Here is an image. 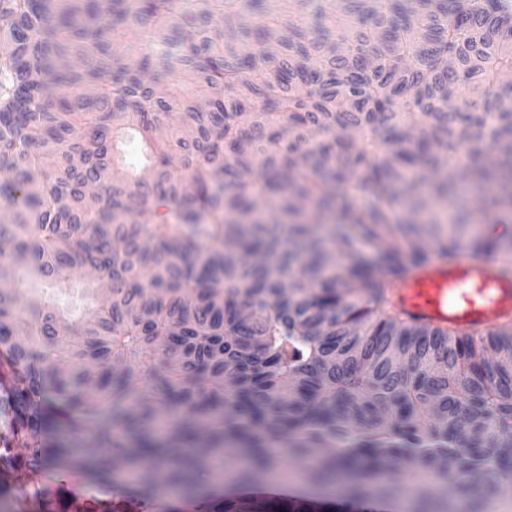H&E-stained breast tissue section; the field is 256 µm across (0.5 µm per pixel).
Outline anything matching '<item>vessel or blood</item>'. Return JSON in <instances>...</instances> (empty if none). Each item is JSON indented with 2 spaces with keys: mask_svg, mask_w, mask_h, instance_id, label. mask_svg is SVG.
<instances>
[{
  "mask_svg": "<svg viewBox=\"0 0 512 512\" xmlns=\"http://www.w3.org/2000/svg\"><path fill=\"white\" fill-rule=\"evenodd\" d=\"M395 302L418 321L474 330L512 320V275L502 276L493 259H433L401 279Z\"/></svg>",
  "mask_w": 512,
  "mask_h": 512,
  "instance_id": "b4317fda",
  "label": "vessel or blood"
}]
</instances>
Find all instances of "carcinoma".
I'll return each mask as SVG.
<instances>
[{
	"label": "carcinoma",
	"mask_w": 512,
	"mask_h": 512,
	"mask_svg": "<svg viewBox=\"0 0 512 512\" xmlns=\"http://www.w3.org/2000/svg\"><path fill=\"white\" fill-rule=\"evenodd\" d=\"M263 2L250 25L236 0H0V276L64 286L86 269L112 289L77 321L39 309V351L17 289H0V432L24 449L10 465L82 489L124 466L151 484L179 475L161 470L179 449L204 446L185 466L205 472L232 443L258 483L286 443L341 483L406 464L494 496L512 486V323L416 322L393 291L462 248L512 267V240L470 232L466 201L438 207L466 158L473 193L490 181L488 209L512 208V97L493 90L512 85V5L340 0L339 30L312 33L286 11L311 0ZM450 86L481 99L451 109ZM262 205L342 220L330 239L295 221L286 244ZM59 429L97 430L106 457L53 442ZM387 496L196 512H377Z\"/></svg>",
	"instance_id": "carcinoma-1"
}]
</instances>
